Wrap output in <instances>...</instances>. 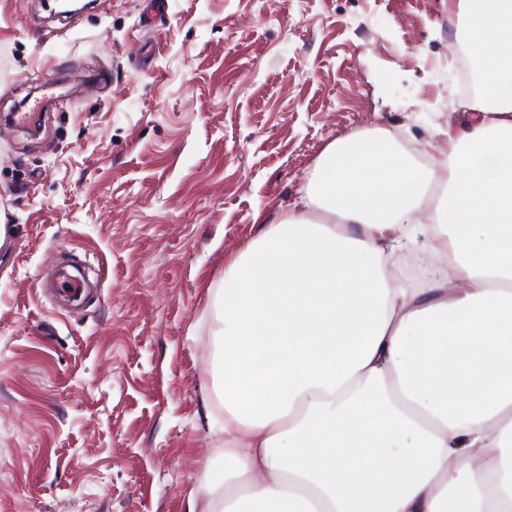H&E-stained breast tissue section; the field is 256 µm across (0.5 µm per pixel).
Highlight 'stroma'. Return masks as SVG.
<instances>
[{"instance_id":"stroma-1","label":"stroma","mask_w":512,"mask_h":512,"mask_svg":"<svg viewBox=\"0 0 512 512\" xmlns=\"http://www.w3.org/2000/svg\"><path fill=\"white\" fill-rule=\"evenodd\" d=\"M164 2L0 0V512H186L225 266L333 140L441 157L467 100L452 0ZM67 255L98 288L62 314Z\"/></svg>"}]
</instances>
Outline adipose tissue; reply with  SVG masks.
Wrapping results in <instances>:
<instances>
[{"label":"adipose tissue","mask_w":512,"mask_h":512,"mask_svg":"<svg viewBox=\"0 0 512 512\" xmlns=\"http://www.w3.org/2000/svg\"><path fill=\"white\" fill-rule=\"evenodd\" d=\"M447 160L336 139L214 289L224 475L187 512H512V0ZM449 256L422 287L394 270Z\"/></svg>","instance_id":"ef3b65f1"}]
</instances>
